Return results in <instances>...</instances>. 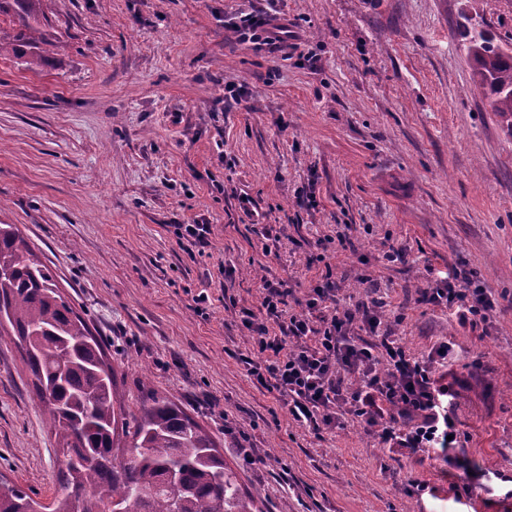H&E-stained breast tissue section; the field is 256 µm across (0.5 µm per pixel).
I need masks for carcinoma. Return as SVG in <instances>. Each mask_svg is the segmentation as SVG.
<instances>
[{
    "mask_svg": "<svg viewBox=\"0 0 512 512\" xmlns=\"http://www.w3.org/2000/svg\"><path fill=\"white\" fill-rule=\"evenodd\" d=\"M40 14L41 0H0V17L16 27L0 35V57L24 58L30 68L44 63L52 42L38 27ZM462 39L475 78L512 131V54L488 30L466 28ZM5 322L62 448L65 493L48 512H256L213 437L175 403L152 393L135 411L115 405L103 347L14 224H0V326ZM123 438L135 456H115ZM41 508L15 483L0 479V512Z\"/></svg>",
    "mask_w": 512,
    "mask_h": 512,
    "instance_id": "cac0c4a2",
    "label": "carcinoma"
}]
</instances>
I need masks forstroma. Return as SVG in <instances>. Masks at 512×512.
<instances>
[{
    "instance_id": "stroma-1",
    "label": "stroma",
    "mask_w": 512,
    "mask_h": 512,
    "mask_svg": "<svg viewBox=\"0 0 512 512\" xmlns=\"http://www.w3.org/2000/svg\"><path fill=\"white\" fill-rule=\"evenodd\" d=\"M41 9L46 63L0 57V224L102 340L125 407L173 401L263 512H512V136L458 36L478 24L512 49V0ZM269 11L294 34L273 53L237 30ZM301 191L315 208L297 207ZM177 224L212 225L210 246L189 254ZM261 224L282 229L268 253ZM327 274L341 305H378L380 332L414 356L453 343V464L392 454L352 419L314 434L248 374L243 357L261 355L240 311H261L264 281L303 300ZM453 275L485 289L490 323L428 303ZM58 459L0 335V476L47 501ZM411 480L427 491L407 496Z\"/></svg>"
}]
</instances>
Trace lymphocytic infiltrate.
<instances>
[{"label": "lymphocytic infiltrate", "instance_id": "obj_1", "mask_svg": "<svg viewBox=\"0 0 512 512\" xmlns=\"http://www.w3.org/2000/svg\"><path fill=\"white\" fill-rule=\"evenodd\" d=\"M238 30L243 39L271 51L290 34L287 24L269 16H244ZM262 288L261 314L243 312L241 325L263 359L247 360L246 367L258 384L277 393L294 421L319 434L335 430L348 416L375 429L392 452L445 453L460 441L450 412L455 392L436 375L448 363V342L422 360L379 335L376 311L329 312L336 284L328 277L297 312L290 311L282 283L267 280ZM428 299L463 325L488 322L495 309L484 289L462 287L454 277L431 289ZM343 369L356 374L354 384L344 383Z\"/></svg>", "mask_w": 512, "mask_h": 512}]
</instances>
